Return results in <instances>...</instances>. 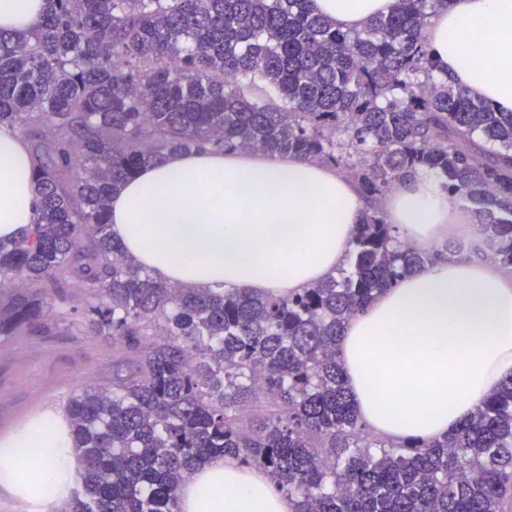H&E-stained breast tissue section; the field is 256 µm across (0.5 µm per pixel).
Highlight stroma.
Masks as SVG:
<instances>
[{"instance_id": "35a3bbf8", "label": "stroma", "mask_w": 512, "mask_h": 512, "mask_svg": "<svg viewBox=\"0 0 512 512\" xmlns=\"http://www.w3.org/2000/svg\"><path fill=\"white\" fill-rule=\"evenodd\" d=\"M120 355L111 337L89 335L69 321L48 333L0 339V432L42 409L65 410L79 388L106 384Z\"/></svg>"}]
</instances>
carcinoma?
Returning <instances> with one entry per match:
<instances>
[{"instance_id":"cac0c4a2","label":"carcinoma","mask_w":512,"mask_h":512,"mask_svg":"<svg viewBox=\"0 0 512 512\" xmlns=\"http://www.w3.org/2000/svg\"><path fill=\"white\" fill-rule=\"evenodd\" d=\"M452 0H396L341 29L313 0H48L0 31V124L29 145L38 207L0 241V337L83 329L123 349L66 411L81 493L68 512H178L206 460L264 471L293 512H512V376L443 438L371 434L338 344L376 294L439 250L378 206L413 177L473 206L512 268V112L448 78L426 29ZM255 150L332 166L368 201L337 274L288 296L188 290L112 238L114 191L169 152ZM84 289L82 308L72 288Z\"/></svg>"}]
</instances>
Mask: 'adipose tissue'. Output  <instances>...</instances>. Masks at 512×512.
Wrapping results in <instances>:
<instances>
[{"mask_svg": "<svg viewBox=\"0 0 512 512\" xmlns=\"http://www.w3.org/2000/svg\"><path fill=\"white\" fill-rule=\"evenodd\" d=\"M395 0H314L342 28L388 14ZM45 0H0V30L25 34ZM427 37L441 66L472 96L512 112V0H452ZM494 61L486 68L476 57ZM36 191L26 142L0 125V240L33 219ZM419 250L455 232L447 195L417 179L379 202ZM366 203L353 181L316 163L259 152H174L114 193L112 236L143 267L182 288L287 295L344 266ZM339 355L357 412L392 443L444 436L512 375V272L444 253L399 280L350 320ZM69 423L52 410L0 434V492L50 512L79 484ZM41 457L38 474L29 455ZM292 512L260 471L228 457L202 464L178 492L180 512Z\"/></svg>", "mask_w": 512, "mask_h": 512, "instance_id": "obj_1", "label": "adipose tissue"}]
</instances>
